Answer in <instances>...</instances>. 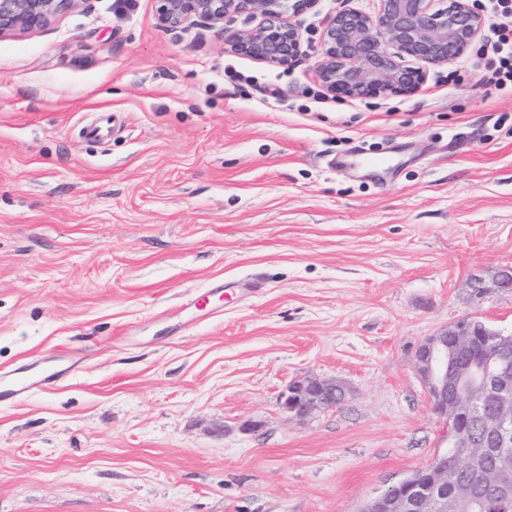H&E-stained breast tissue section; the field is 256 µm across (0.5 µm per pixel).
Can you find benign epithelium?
<instances>
[{
    "instance_id": "benign-epithelium-1",
    "label": "benign epithelium",
    "mask_w": 512,
    "mask_h": 512,
    "mask_svg": "<svg viewBox=\"0 0 512 512\" xmlns=\"http://www.w3.org/2000/svg\"><path fill=\"white\" fill-rule=\"evenodd\" d=\"M82 0H0V34L30 32L55 17L78 7ZM315 0H156L158 26L176 30L196 19L223 25L236 16L257 21L247 30H224V49L276 66H288L301 52V33L293 19ZM488 26L486 16L472 0H379L373 15L345 9L321 23V59L316 67L318 80L334 96L372 98L406 95L416 91L424 71L394 59L389 48L396 47L418 62L439 65L459 58ZM512 290V266L500 269L487 284L471 282L473 291L486 287ZM475 319L464 318L420 345L414 369L431 400L434 413L448 424V444L465 449L461 471H486L484 461L495 458L499 467L495 478L485 483L484 493L507 498L512 495L506 457L499 449L512 445V366L501 362L484 383L470 381L469 372L448 366V347L463 352L473 339ZM344 382L334 378L307 376L291 383L282 394V408L304 419L335 407L346 398ZM480 424L484 436L457 441L455 424L460 420ZM459 471V472H461ZM459 472L438 471L431 485L404 490L395 484L378 496L390 501L394 512H410L418 505L426 512H458L448 506L444 490L458 484Z\"/></svg>"
}]
</instances>
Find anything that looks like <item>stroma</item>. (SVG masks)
<instances>
[{
    "label": "stroma",
    "instance_id": "1",
    "mask_svg": "<svg viewBox=\"0 0 512 512\" xmlns=\"http://www.w3.org/2000/svg\"><path fill=\"white\" fill-rule=\"evenodd\" d=\"M378 6L316 0L286 68L155 0L0 34V375L82 359L0 404V512H360L447 450L413 360L466 316L512 333V292L470 288L512 265V89L481 36L413 94L327 93L322 20ZM93 112L124 118L106 143ZM395 146L382 185L331 166ZM307 376L350 392L293 418ZM119 119L116 112H99L91 122L82 127L83 136L88 140L103 142L112 135Z\"/></svg>",
    "mask_w": 512,
    "mask_h": 512
}]
</instances>
